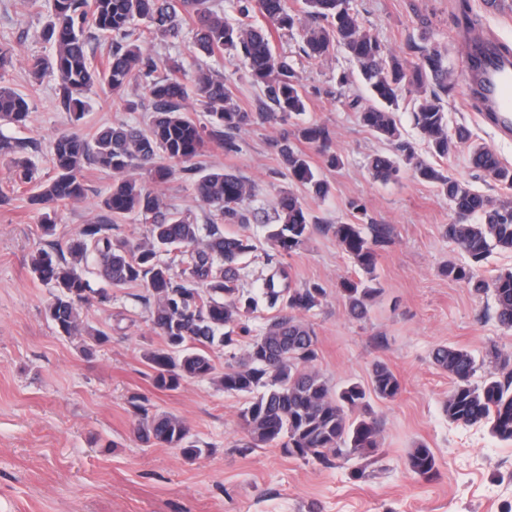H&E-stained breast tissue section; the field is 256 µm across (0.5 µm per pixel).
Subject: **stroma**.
Returning a JSON list of instances; mask_svg holds the SVG:
<instances>
[{"mask_svg":"<svg viewBox=\"0 0 512 512\" xmlns=\"http://www.w3.org/2000/svg\"><path fill=\"white\" fill-rule=\"evenodd\" d=\"M352 4L386 52L415 62L425 48L446 47L454 85L448 96L449 127L466 126L473 140L512 163V140L495 136L468 108L461 84L464 33L482 32L512 46V0L493 6L485 0ZM50 8L51 0L0 5V48L14 54L11 86L31 106L26 127L3 125L0 133L27 142L24 156L43 177L53 173L54 139L70 128L54 82L33 85L27 70L29 57L52 53L40 38ZM274 46L300 78L306 112L247 127L238 134L234 152L225 151L223 140L208 137L201 162L254 187L249 208L258 222L224 227L227 234L250 237L255 246L244 261L241 288L257 289L268 272L265 255L272 245L261 222L272 217L281 188L292 187L317 220L306 245L285 259L293 287L325 290L320 306L304 317L317 336L313 370L333 387L357 383L369 390L372 368L381 363L401 383L394 399L370 391L367 396L379 429L377 463L368 478L357 480L353 462L341 458L325 466L277 447L243 450L245 397L224 393L207 379L185 381L175 391L154 388L144 355L163 341L150 324L142 288H116L111 303L84 307V324L109 335L91 352H84L80 339L58 333L46 316L54 290L34 276L31 258L41 248L61 250L83 224L100 216L112 174L85 166V199L60 208L55 232L47 236L39 228L41 212L30 202L33 186H16L0 159V512H512V443L494 438L488 426L448 420L443 406L452 380L432 361L438 347L466 349L476 359L480 380L496 357L512 358V329L498 322L492 293L474 292L443 273L453 262L473 266L489 280L512 269V251L495 249L472 264L446 233L455 215L436 184L407 169L390 183L373 179L368 162L389 147L359 124L350 106L355 99L371 104L372 98L343 49L314 63L301 52L298 35H281ZM146 49L157 64L175 58L188 73L223 76L237 88L245 109L265 111L268 100L252 85L242 62L229 53H199L190 26H183L178 38L149 43ZM343 72L351 75L345 86L337 82ZM152 113L148 98H141L137 110L126 111L96 89L86 97L82 130L118 123L142 127ZM396 119L419 158L492 199H512L511 187L470 166L467 148L453 147L445 158L429 152L413 124L409 93H400ZM308 123L329 129L341 167H330L298 138V127ZM284 136L307 152L329 185L326 197L290 183L275 147ZM357 218L385 226L390 236L375 270L380 293L361 319L348 314L339 283L362 273L330 231L331 225ZM134 396L144 397L150 412L182 418L202 454L189 461L179 449L143 444L136 433L139 417L130 405ZM421 442L437 461V472L429 478L407 465L409 451Z\"/></svg>","mask_w":512,"mask_h":512,"instance_id":"1","label":"stroma"}]
</instances>
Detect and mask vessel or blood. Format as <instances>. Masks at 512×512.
Returning a JSON list of instances; mask_svg holds the SVG:
<instances>
[{"label": "vessel or blood", "instance_id": "obj_1", "mask_svg": "<svg viewBox=\"0 0 512 512\" xmlns=\"http://www.w3.org/2000/svg\"><path fill=\"white\" fill-rule=\"evenodd\" d=\"M464 79L470 88L469 103L500 136L512 137V48L489 38L470 39Z\"/></svg>", "mask_w": 512, "mask_h": 512}]
</instances>
